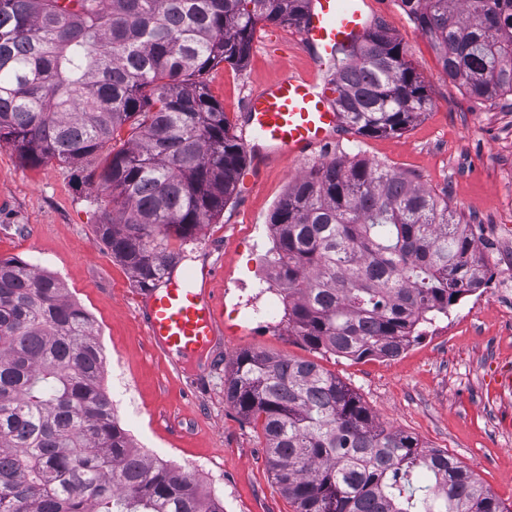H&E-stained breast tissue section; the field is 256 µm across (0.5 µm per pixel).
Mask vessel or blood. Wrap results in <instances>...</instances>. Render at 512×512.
<instances>
[{"label": "vessel or blood", "instance_id": "b4317fda", "mask_svg": "<svg viewBox=\"0 0 512 512\" xmlns=\"http://www.w3.org/2000/svg\"><path fill=\"white\" fill-rule=\"evenodd\" d=\"M370 26L365 0H309L301 42L319 62L338 48L361 42ZM332 96L329 87L312 78L283 74L250 95L246 122L267 157H299L331 142L341 123ZM143 322L161 350L186 358L209 347L219 333L211 294L174 281L151 293Z\"/></svg>", "mask_w": 512, "mask_h": 512}]
</instances>
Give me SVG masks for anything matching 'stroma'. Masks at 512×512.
Returning a JSON list of instances; mask_svg holds the SVG:
<instances>
[{
	"mask_svg": "<svg viewBox=\"0 0 512 512\" xmlns=\"http://www.w3.org/2000/svg\"><path fill=\"white\" fill-rule=\"evenodd\" d=\"M373 22L402 42L424 79L431 105L399 136L363 137L340 127L328 146L299 159L264 163L248 157L223 213L195 240L169 239L179 272L208 286L222 333L187 362L155 349L140 313L144 293L99 239L101 192L89 179L100 159L82 165L28 166L0 146V258L17 256L56 276L93 320L105 356L103 385L115 416L143 454L183 468L224 512H295L272 479L259 425L227 401L224 381L242 352L311 360L347 384L386 427L425 449L448 452L512 512V310L485 304L447 333H425L398 357L351 361L307 347L287 328L240 320L243 289L268 276L269 216L289 184L312 166L360 157L404 174L447 200L456 221L478 226L480 264L491 266L499 241L512 242V95L497 102L471 96L449 79L426 36L400 0H368ZM290 71L327 84L294 26L259 23L245 67L226 63L206 83L241 143L248 95Z\"/></svg>",
	"mask_w": 512,
	"mask_h": 512,
	"instance_id": "1",
	"label": "stroma"
}]
</instances>
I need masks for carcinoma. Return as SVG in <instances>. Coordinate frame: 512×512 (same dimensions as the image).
Instances as JSON below:
<instances>
[{"label": "carcinoma", "mask_w": 512, "mask_h": 512, "mask_svg": "<svg viewBox=\"0 0 512 512\" xmlns=\"http://www.w3.org/2000/svg\"><path fill=\"white\" fill-rule=\"evenodd\" d=\"M448 77L512 93V0H400ZM308 0H0V146L38 166L107 152L91 180L120 203L96 225L150 292L224 211L245 153L205 75L242 66L261 22L299 26ZM333 64L357 134L405 132L430 105L383 24ZM131 144L108 145L127 122ZM268 265L293 335L350 360L396 357L483 271L468 225L406 176L334 158L270 216ZM88 312L51 274L0 258V512H224L178 467L134 448L104 390ZM227 400L261 424L268 469L296 512H509L440 450L376 422L314 361L243 352Z\"/></svg>", "instance_id": "1"}]
</instances>
